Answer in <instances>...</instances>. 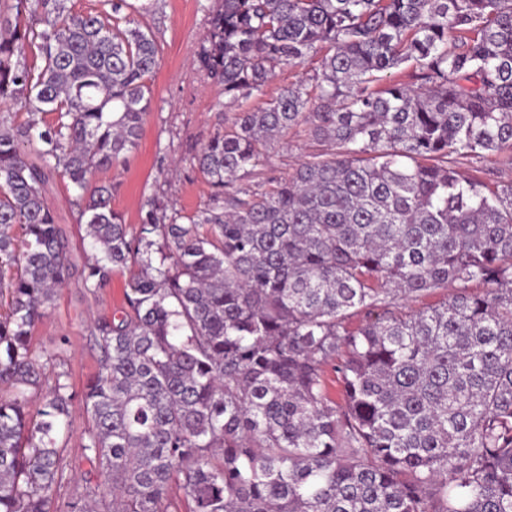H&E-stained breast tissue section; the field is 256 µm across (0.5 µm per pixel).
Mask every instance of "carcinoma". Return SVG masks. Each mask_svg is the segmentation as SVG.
Instances as JSON below:
<instances>
[{
	"label": "carcinoma",
	"instance_id": "obj_1",
	"mask_svg": "<svg viewBox=\"0 0 512 512\" xmlns=\"http://www.w3.org/2000/svg\"><path fill=\"white\" fill-rule=\"evenodd\" d=\"M71 2L0 0V512H54L78 396L102 481L70 512H512V185L457 168L512 164V0H221L198 62L229 102L309 60L314 84L233 113L193 158L209 203L149 196L137 234L93 177L137 146L159 48L126 0ZM300 125L327 151L241 188ZM55 174L84 288L135 269L79 395L31 345L69 271ZM459 170L465 175H475L490 189L512 183V166L503 163L497 154H486L474 160H460ZM69 192L63 180L54 175L48 185L46 199L49 207L55 212L56 218L65 229L66 235L69 240V250L73 262L79 267L84 260V248L88 254H91L89 248V239L85 237V226L79 228L75 224L74 216L71 212L69 203L67 201Z\"/></svg>",
	"mask_w": 512,
	"mask_h": 512
}]
</instances>
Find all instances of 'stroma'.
<instances>
[{
	"instance_id": "obj_1",
	"label": "stroma",
	"mask_w": 512,
	"mask_h": 512,
	"mask_svg": "<svg viewBox=\"0 0 512 512\" xmlns=\"http://www.w3.org/2000/svg\"><path fill=\"white\" fill-rule=\"evenodd\" d=\"M134 19L159 47V67L152 79L150 113L135 150L124 164L96 173L94 181L112 188V207L129 224L140 227L145 197L159 196L179 215H194L209 200L210 190L193 164L194 156L235 112L222 88L197 68L196 53L205 39L217 0H130ZM305 127L285 133L263 162L243 180L250 193L270 190L274 179L287 176L319 151ZM69 192L60 177H53L46 199L66 232L74 263H82L88 243L74 220ZM120 273L98 293L88 292L78 275H70L54 305L37 324L32 346L50 356L47 377L67 371L75 391L99 370L100 353L90 332L91 319L119 314L128 286Z\"/></svg>"
}]
</instances>
